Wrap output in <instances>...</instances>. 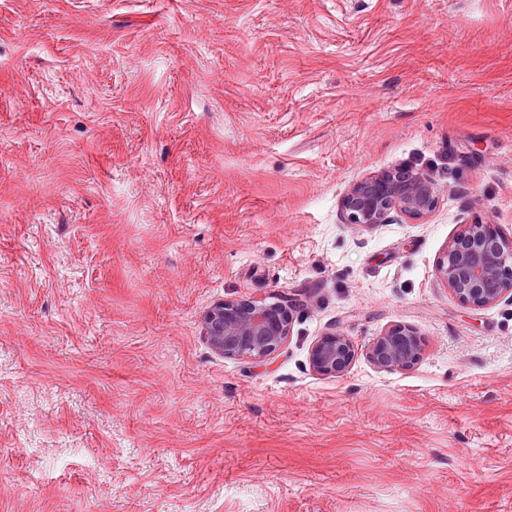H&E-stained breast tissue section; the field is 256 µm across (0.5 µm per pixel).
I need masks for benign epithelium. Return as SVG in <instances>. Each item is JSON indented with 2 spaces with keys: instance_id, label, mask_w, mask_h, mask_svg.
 <instances>
[{
  "instance_id": "1",
  "label": "benign epithelium",
  "mask_w": 512,
  "mask_h": 512,
  "mask_svg": "<svg viewBox=\"0 0 512 512\" xmlns=\"http://www.w3.org/2000/svg\"><path fill=\"white\" fill-rule=\"evenodd\" d=\"M438 199L439 190L431 178L397 168L352 183L339 209L344 223L372 228L396 216L419 220L434 210ZM435 271L448 292L470 308L512 300V237L493 224H461L446 243ZM301 306L300 300L282 295L271 301L221 299L201 312V335L220 356L264 363L289 336L293 312ZM422 351L416 331L395 326L374 339L366 357L379 369L397 370L418 361ZM355 354L351 337L334 330L312 346L309 362L321 375L341 377Z\"/></svg>"
}]
</instances>
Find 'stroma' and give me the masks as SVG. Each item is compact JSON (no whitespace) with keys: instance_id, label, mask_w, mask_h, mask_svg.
<instances>
[{"instance_id":"35a3bbf8","label":"stroma","mask_w":512,"mask_h":512,"mask_svg":"<svg viewBox=\"0 0 512 512\" xmlns=\"http://www.w3.org/2000/svg\"><path fill=\"white\" fill-rule=\"evenodd\" d=\"M396 166L434 211L342 223ZM476 220L512 237V0H0V512H512V301L435 277ZM275 294L269 361L211 351ZM270 299H221L207 306L199 323L210 349L224 358L268 361L289 336L293 312L303 306L288 296ZM423 347L416 331L406 326L385 330L370 344L367 359L378 369L397 370L419 360ZM356 354L354 342L340 330H334L316 342L309 353L313 370L329 377L343 376Z\"/></svg>"}]
</instances>
